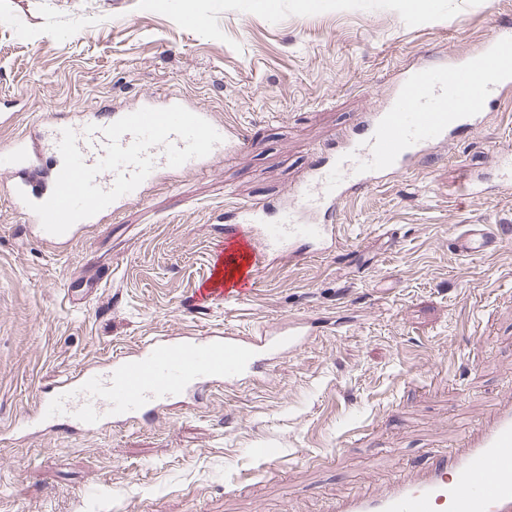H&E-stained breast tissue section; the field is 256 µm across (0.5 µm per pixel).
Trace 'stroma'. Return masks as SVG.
<instances>
[{
    "label": "stroma",
    "instance_id": "obj_1",
    "mask_svg": "<svg viewBox=\"0 0 512 512\" xmlns=\"http://www.w3.org/2000/svg\"><path fill=\"white\" fill-rule=\"evenodd\" d=\"M498 26L512 27V0H0V113L13 115L0 143L50 114L171 91L248 133L241 154L166 175L63 251L30 242L0 199V512H333L511 398L512 240L465 258L448 239L512 225V190H497L512 183V100L343 205L335 250L272 263L239 310H187L229 205L279 197L403 69L477 50ZM466 169L488 193H454ZM292 316L321 324L297 355L152 424L8 427L41 386L143 338Z\"/></svg>",
    "mask_w": 512,
    "mask_h": 512
}]
</instances>
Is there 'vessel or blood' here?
I'll return each mask as SVG.
<instances>
[{
  "label": "vessel or blood",
  "mask_w": 512,
  "mask_h": 512,
  "mask_svg": "<svg viewBox=\"0 0 512 512\" xmlns=\"http://www.w3.org/2000/svg\"><path fill=\"white\" fill-rule=\"evenodd\" d=\"M511 89L512 31L502 28L479 50L404 73L384 110L366 113L358 125L340 130L335 146L317 152L288 196L231 207L230 223L214 227L220 246L207 276L192 291L194 307L205 308L216 297L225 307L241 306L252 298L271 261L296 263L329 251L338 242L336 214L343 203L364 188L417 169L447 149L459 131L480 128L483 109L499 105ZM175 104L204 117L223 137L211 156L191 159L187 168L204 170L212 157L244 149L242 128L180 93L120 103L108 112H78L64 122L50 116L0 145V171L8 175L4 195L32 239L68 246L90 224L143 200L148 186L169 170L163 146L151 147L154 168L144 184L64 234H50L30 205L46 201L53 191L63 164L58 149L63 129L77 133L84 162L92 166L105 155L104 127L143 107ZM89 125L97 126V133L85 134ZM511 238L512 227L506 225L468 224L451 236L449 246L463 257L484 256ZM316 329L313 318L290 317L245 336L229 329L155 336L106 361L82 365L42 389L12 427L94 434L112 424L147 421L171 402L195 400L213 386L240 387L271 362L299 351ZM335 512H512V402L477 424L458 449L434 454L419 474H399L379 493L338 501Z\"/></svg>",
  "instance_id": "vessel-or-blood-1"
}]
</instances>
